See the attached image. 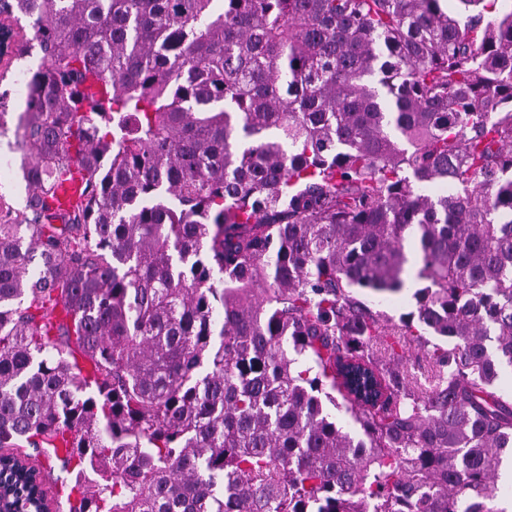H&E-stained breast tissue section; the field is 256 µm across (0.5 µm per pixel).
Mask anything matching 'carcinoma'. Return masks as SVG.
I'll list each match as a JSON object with an SVG mask.
<instances>
[{"mask_svg": "<svg viewBox=\"0 0 512 512\" xmlns=\"http://www.w3.org/2000/svg\"><path fill=\"white\" fill-rule=\"evenodd\" d=\"M444 2L0 0L42 53L0 203V448L64 442L68 512H501L512 6ZM415 283L373 359L356 291ZM82 189V174L76 166H73L55 189V197L52 200L53 210L60 214L69 212L81 196Z\"/></svg>", "mask_w": 512, "mask_h": 512, "instance_id": "1", "label": "carcinoma"}]
</instances>
